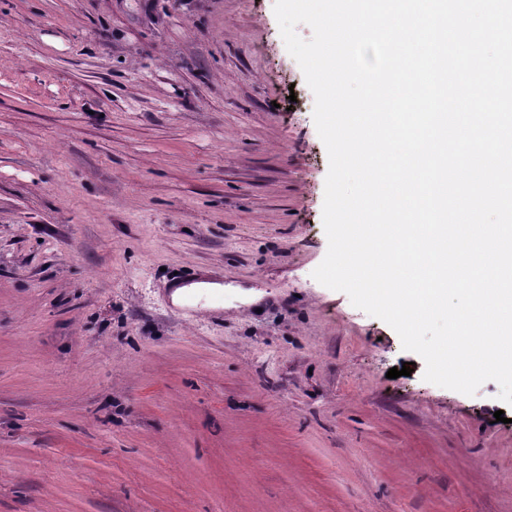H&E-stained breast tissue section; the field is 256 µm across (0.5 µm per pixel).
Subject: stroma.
Returning a JSON list of instances; mask_svg holds the SVG:
<instances>
[{
	"label": "stroma",
	"instance_id": "35a3bbf8",
	"mask_svg": "<svg viewBox=\"0 0 512 512\" xmlns=\"http://www.w3.org/2000/svg\"><path fill=\"white\" fill-rule=\"evenodd\" d=\"M313 109L274 0H0V512H512L498 384L312 276Z\"/></svg>",
	"mask_w": 512,
	"mask_h": 512
}]
</instances>
